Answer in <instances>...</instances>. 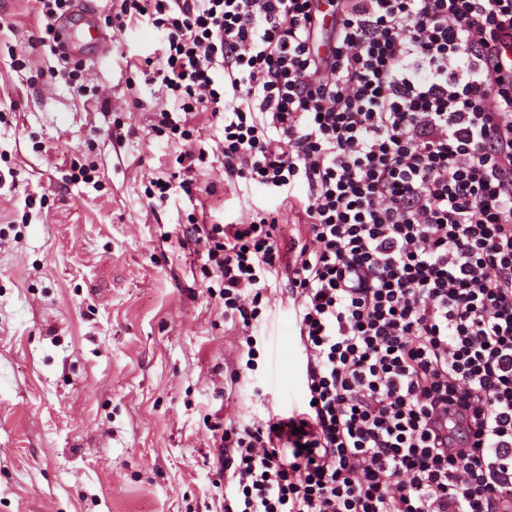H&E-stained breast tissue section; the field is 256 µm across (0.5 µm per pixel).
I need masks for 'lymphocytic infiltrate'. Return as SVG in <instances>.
Returning a JSON list of instances; mask_svg holds the SVG:
<instances>
[{
	"label": "lymphocytic infiltrate",
	"mask_w": 512,
	"mask_h": 512,
	"mask_svg": "<svg viewBox=\"0 0 512 512\" xmlns=\"http://www.w3.org/2000/svg\"><path fill=\"white\" fill-rule=\"evenodd\" d=\"M121 0L172 107L301 222L191 224L257 366L286 277L303 404L225 428L223 512H512V0ZM328 53H320V46Z\"/></svg>",
	"instance_id": "1"
}]
</instances>
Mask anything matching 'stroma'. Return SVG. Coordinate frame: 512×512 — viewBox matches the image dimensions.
I'll return each instance as SVG.
<instances>
[{
    "mask_svg": "<svg viewBox=\"0 0 512 512\" xmlns=\"http://www.w3.org/2000/svg\"><path fill=\"white\" fill-rule=\"evenodd\" d=\"M87 2L112 47L83 63L82 94L38 43L37 0H0V512H220L225 427L299 406L301 352L292 300L268 289L258 368L231 384L241 330L185 230L297 216L229 182L221 118L189 115L188 141L152 132L167 103L144 59L162 35ZM198 150L193 194L146 197ZM84 164L97 185L70 181Z\"/></svg>",
    "mask_w": 512,
    "mask_h": 512,
    "instance_id": "1",
    "label": "stroma"
}]
</instances>
